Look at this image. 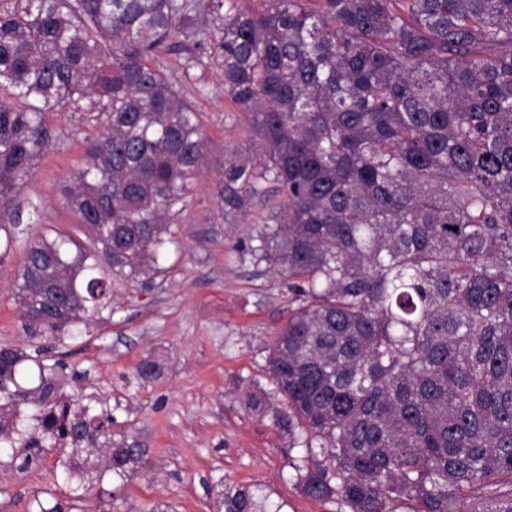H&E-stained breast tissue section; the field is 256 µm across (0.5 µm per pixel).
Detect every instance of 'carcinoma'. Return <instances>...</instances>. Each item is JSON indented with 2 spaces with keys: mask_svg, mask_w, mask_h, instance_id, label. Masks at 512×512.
Segmentation results:
<instances>
[{
  "mask_svg": "<svg viewBox=\"0 0 512 512\" xmlns=\"http://www.w3.org/2000/svg\"><path fill=\"white\" fill-rule=\"evenodd\" d=\"M238 2L0 0V264L9 203L54 144L47 114L98 128L62 189L87 244L40 238L14 282L28 347L0 345L7 465L56 451L79 501L90 456L100 481L148 464L112 440L108 410L58 394L42 342L112 318V280L162 272L205 141L151 61L202 36L261 145V166L225 178L281 195L251 254L292 281L266 358L286 408L246 405L318 442L301 491L337 512H512V0ZM217 487L215 512H266L251 487Z\"/></svg>",
  "mask_w": 512,
  "mask_h": 512,
  "instance_id": "obj_1",
  "label": "carcinoma"
}]
</instances>
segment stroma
Listing matches in <instances>:
<instances>
[{
	"label": "stroma",
	"mask_w": 512,
	"mask_h": 512,
	"mask_svg": "<svg viewBox=\"0 0 512 512\" xmlns=\"http://www.w3.org/2000/svg\"><path fill=\"white\" fill-rule=\"evenodd\" d=\"M189 54L198 63L186 80L181 65ZM156 63L200 116L205 165L164 246L161 274L147 285L113 281L111 321L51 344L47 358L62 393L110 409L113 440L138 441L149 460L127 483L91 487L73 512H212L221 479L259 488L267 512H336L335 503L297 486L306 433L289 447L271 417L245 406L246 393L273 389L266 356L290 300L287 277L250 253L280 200L276 183H262L252 196L224 176L230 163L260 151L250 116L225 93L212 45L178 46ZM47 121L55 143L10 203L20 222L0 262V344L26 343L12 280L30 244L78 233L60 189L83 165L93 132L68 112ZM148 357L163 366L161 376H139ZM54 462L50 455L25 472L0 467V512H25L45 490L68 500L67 487L53 479Z\"/></svg>",
	"instance_id": "35a3bbf8"
}]
</instances>
